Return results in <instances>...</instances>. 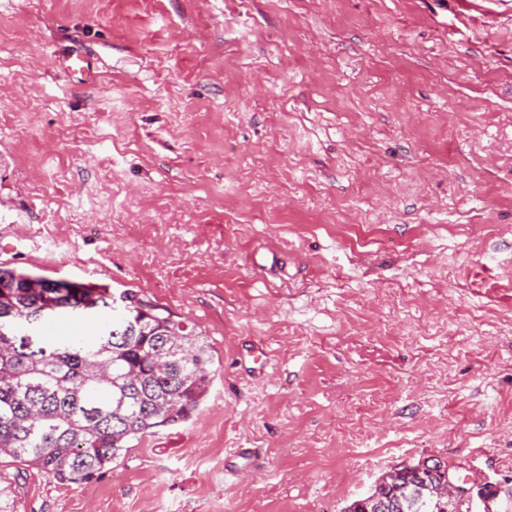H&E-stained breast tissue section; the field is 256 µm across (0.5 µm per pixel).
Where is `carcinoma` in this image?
<instances>
[{"mask_svg":"<svg viewBox=\"0 0 512 512\" xmlns=\"http://www.w3.org/2000/svg\"><path fill=\"white\" fill-rule=\"evenodd\" d=\"M113 309L108 288L48 279L0 263V458L67 484L88 483L159 427L189 420L207 396L212 347L161 306L136 336L105 324L95 342L45 341L54 317Z\"/></svg>","mask_w":512,"mask_h":512,"instance_id":"1","label":"carcinoma"}]
</instances>
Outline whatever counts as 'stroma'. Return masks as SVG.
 Wrapping results in <instances>:
<instances>
[{
  "instance_id": "1",
  "label": "stroma",
  "mask_w": 512,
  "mask_h": 512,
  "mask_svg": "<svg viewBox=\"0 0 512 512\" xmlns=\"http://www.w3.org/2000/svg\"><path fill=\"white\" fill-rule=\"evenodd\" d=\"M0 263L137 291L214 354L192 419L91 482L0 460L17 512L512 479V0H0Z\"/></svg>"
}]
</instances>
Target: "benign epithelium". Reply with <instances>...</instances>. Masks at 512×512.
I'll use <instances>...</instances> for the list:
<instances>
[{"instance_id":"obj_1","label":"benign epithelium","mask_w":512,"mask_h":512,"mask_svg":"<svg viewBox=\"0 0 512 512\" xmlns=\"http://www.w3.org/2000/svg\"><path fill=\"white\" fill-rule=\"evenodd\" d=\"M380 485L388 487L387 495H373L359 505L360 512H407L416 497L428 496L457 512L459 503L468 505L469 512H502L500 484L476 482L471 487L457 483L443 461L427 458L418 462L405 461L386 473Z\"/></svg>"}]
</instances>
